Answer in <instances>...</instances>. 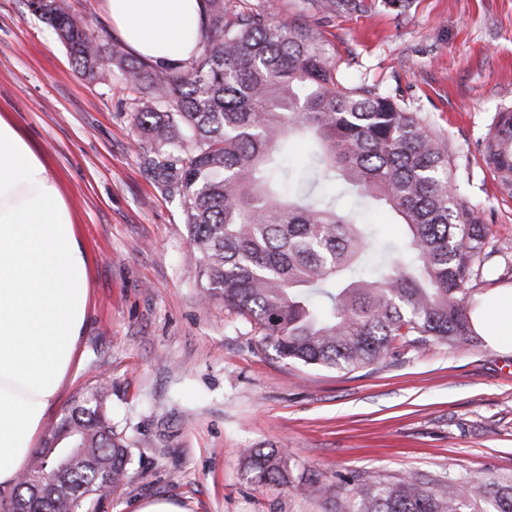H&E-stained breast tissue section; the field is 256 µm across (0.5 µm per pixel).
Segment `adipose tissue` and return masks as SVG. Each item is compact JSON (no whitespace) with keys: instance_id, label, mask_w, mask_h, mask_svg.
Returning <instances> with one entry per match:
<instances>
[{"instance_id":"ef3b65f1","label":"adipose tissue","mask_w":512,"mask_h":512,"mask_svg":"<svg viewBox=\"0 0 512 512\" xmlns=\"http://www.w3.org/2000/svg\"><path fill=\"white\" fill-rule=\"evenodd\" d=\"M137 57L178 63L198 50L203 0H102ZM90 306L89 258L41 153L0 115V491L15 488L72 370ZM472 327L512 353V286L477 296Z\"/></svg>"}]
</instances>
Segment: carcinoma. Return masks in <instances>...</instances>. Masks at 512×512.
I'll list each match as a JSON object with an SVG mask.
<instances>
[{
  "mask_svg": "<svg viewBox=\"0 0 512 512\" xmlns=\"http://www.w3.org/2000/svg\"><path fill=\"white\" fill-rule=\"evenodd\" d=\"M197 56L178 64L127 59L87 31L63 0L39 14L88 80L116 63L136 93L143 160L160 191L180 200L207 295L248 321L279 357L353 371L438 343L473 341L472 293L486 260V225L457 192L448 145L414 112L372 84L345 86L304 19L274 23L266 9L232 17L205 0ZM313 138L298 178L275 146ZM483 161L512 199V110L496 114ZM340 188L383 205L408 228L409 252L385 249L361 267L366 220L336 209ZM79 451L52 481L36 479L54 444L37 450L12 512H82L127 474L132 440L112 422V389L86 387L61 419ZM244 471L259 486L295 487L286 453L249 448ZM352 512H512V479L396 482L352 475Z\"/></svg>",
  "mask_w": 512,
  "mask_h": 512,
  "instance_id": "carcinoma-1",
  "label": "carcinoma"
}]
</instances>
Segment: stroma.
<instances>
[{
    "instance_id": "1",
    "label": "stroma",
    "mask_w": 512,
    "mask_h": 512,
    "mask_svg": "<svg viewBox=\"0 0 512 512\" xmlns=\"http://www.w3.org/2000/svg\"><path fill=\"white\" fill-rule=\"evenodd\" d=\"M262 7L308 20L344 85H378L447 140L498 251L485 286L512 284V200L481 155L496 113L512 109V0H348L329 14L312 0H224L229 15ZM133 98L114 66L81 77L28 0H0V113L44 156L90 259V313L43 434L105 382L134 440L123 485L89 512L161 499L184 512H345L347 473L512 476V354L480 339L338 372L280 358L222 300H203L179 202L143 164ZM272 446L300 489L246 479L243 449Z\"/></svg>"
}]
</instances>
